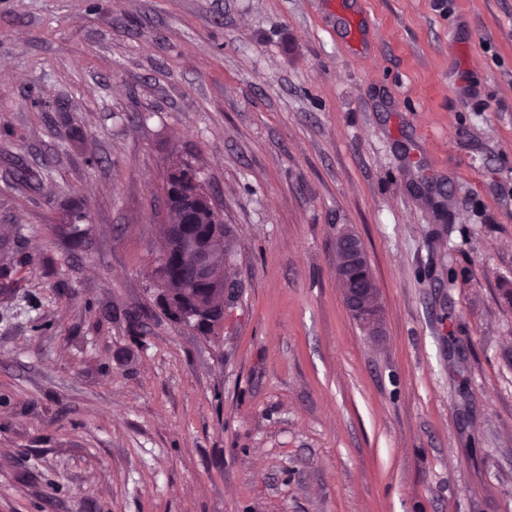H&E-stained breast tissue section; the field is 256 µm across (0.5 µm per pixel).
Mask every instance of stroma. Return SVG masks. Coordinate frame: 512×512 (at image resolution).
Instances as JSON below:
<instances>
[{
	"instance_id": "35a3bbf8",
	"label": "stroma",
	"mask_w": 512,
	"mask_h": 512,
	"mask_svg": "<svg viewBox=\"0 0 512 512\" xmlns=\"http://www.w3.org/2000/svg\"><path fill=\"white\" fill-rule=\"evenodd\" d=\"M0 65V512H512V0H0ZM178 151L215 337L150 280ZM196 185V181L193 180L186 187L182 198V207L189 214L190 222L195 221L200 224H179L190 235L179 231L175 224L169 226L165 251L160 252L155 265V285L157 287L158 282L164 277L166 257L170 252L188 256L192 260L195 278L208 285L213 296L224 300L218 313L226 326L234 318L240 283L225 277L224 264L217 263L214 254L221 248L220 242L224 241V260L228 261L233 254V235L231 229L222 224L224 222L222 204L210 192L206 194L199 192ZM204 197L207 200L205 211L200 208V200ZM207 221L212 224L213 234L209 241H201L195 237L207 239L211 236L210 226L202 224ZM167 273L173 282V287L181 289L185 306H191L195 302H205L209 299V288L193 280L191 271L182 257L175 254L168 257ZM232 282L236 283L232 286L230 285ZM224 326L217 322H201L194 329L203 336H217ZM336 279L343 283L345 273L351 270H365L369 266L362 240L349 231L336 237ZM345 286L347 288L340 286L341 295L351 315L370 332H376L383 318L378 288H374L370 278L364 279L361 288H357L359 284L354 280H349Z\"/></svg>"
}]
</instances>
